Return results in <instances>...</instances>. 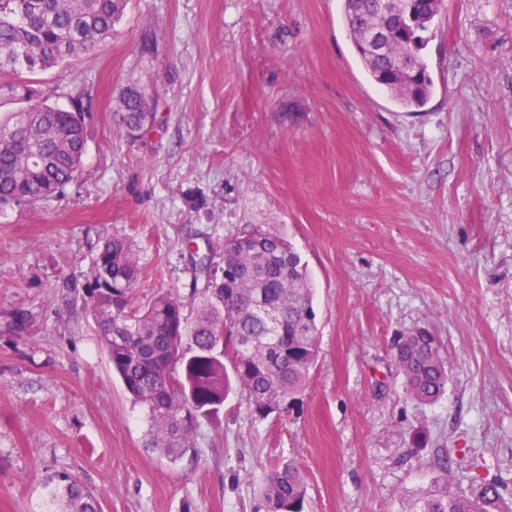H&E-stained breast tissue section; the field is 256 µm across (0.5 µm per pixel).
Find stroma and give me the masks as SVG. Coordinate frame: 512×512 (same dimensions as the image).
Instances as JSON below:
<instances>
[{
	"label": "stroma",
	"mask_w": 512,
	"mask_h": 512,
	"mask_svg": "<svg viewBox=\"0 0 512 512\" xmlns=\"http://www.w3.org/2000/svg\"><path fill=\"white\" fill-rule=\"evenodd\" d=\"M341 5L129 0L102 50L37 74L49 103L90 92L88 151L65 197L0 215V512H43L60 473L99 512H255L288 463L306 512H398L441 475L512 494V0H444L418 112L371 82ZM132 81L154 84L164 122L130 141L113 110ZM256 224L307 267L318 362L288 417L233 393L193 429L194 456L169 462L100 342L92 259L124 236L136 303L186 299L185 238ZM423 326L449 384L420 407L395 343Z\"/></svg>",
	"instance_id": "obj_1"
}]
</instances>
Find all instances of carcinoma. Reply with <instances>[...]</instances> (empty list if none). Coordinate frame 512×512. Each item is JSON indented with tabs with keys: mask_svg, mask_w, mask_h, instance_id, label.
<instances>
[{
	"mask_svg": "<svg viewBox=\"0 0 512 512\" xmlns=\"http://www.w3.org/2000/svg\"><path fill=\"white\" fill-rule=\"evenodd\" d=\"M128 0H0V81L22 106L0 113V211L63 196L80 177L88 133L82 97L66 109L42 100L31 75L100 49ZM345 24L368 77L395 104L416 112L433 94L423 50L441 15L429 17L414 45L398 40L370 57L361 41L371 28H404L403 9L383 19L370 0H343ZM151 85L133 82L113 112L115 132L135 140L161 123ZM196 262L193 300L157 292L132 304L140 267L127 238L105 239L86 288L112 370L147 410L148 448L176 463L195 451L191 429L213 420L232 390L262 417L294 409L318 357L316 313L307 268L284 238L255 226L207 242ZM396 364L406 393L420 405L448 390L438 337L417 328L399 337ZM46 512H99L95 493L62 473L48 482ZM497 479L463 490L442 476L401 502L399 512H512ZM308 487L298 467L271 470L258 489L263 512H304Z\"/></svg>",
	"mask_w": 512,
	"mask_h": 512,
	"instance_id": "1",
	"label": "carcinoma"
}]
</instances>
